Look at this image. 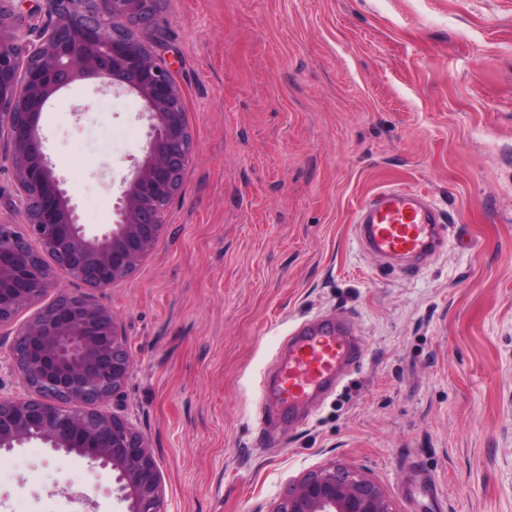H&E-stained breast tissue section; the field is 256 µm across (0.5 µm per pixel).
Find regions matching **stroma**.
<instances>
[{"mask_svg":"<svg viewBox=\"0 0 512 512\" xmlns=\"http://www.w3.org/2000/svg\"><path fill=\"white\" fill-rule=\"evenodd\" d=\"M149 42L180 86L192 150L154 249L100 294L132 373L107 408L148 439L165 512H273L330 465L393 512H512V0H156ZM143 105L92 80L40 121L89 232L148 141ZM385 185L447 211L403 272L354 219ZM0 130V224H22ZM22 309L0 325V396ZM346 314L365 346L286 422L259 393L302 321ZM433 478L435 501L409 497ZM113 480L34 441L0 450V512H126Z\"/></svg>","mask_w":512,"mask_h":512,"instance_id":"1","label":"stroma"}]
</instances>
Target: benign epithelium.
Segmentation results:
<instances>
[{"instance_id":"benign-epithelium-1","label":"benign epithelium","mask_w":512,"mask_h":512,"mask_svg":"<svg viewBox=\"0 0 512 512\" xmlns=\"http://www.w3.org/2000/svg\"><path fill=\"white\" fill-rule=\"evenodd\" d=\"M152 0H52L26 61L17 34L0 35V127L10 131L12 167L26 231L0 224V324L20 303L38 301L60 278L109 288L154 248L164 207L181 189L192 138L184 97L169 68L149 49ZM139 98L149 126L142 160L122 179L113 224L92 234L48 163L39 122L52 97L75 83ZM56 257L46 268L31 244ZM12 365L38 394L0 398V449L39 440L116 474L127 512H162L153 450L125 417L102 410L128 380L133 363L112 310L58 290L17 330ZM273 512H392L364 474L329 466L293 483Z\"/></svg>"}]
</instances>
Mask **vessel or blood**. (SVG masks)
Wrapping results in <instances>:
<instances>
[{
  "instance_id": "1",
  "label": "vessel or blood",
  "mask_w": 512,
  "mask_h": 512,
  "mask_svg": "<svg viewBox=\"0 0 512 512\" xmlns=\"http://www.w3.org/2000/svg\"><path fill=\"white\" fill-rule=\"evenodd\" d=\"M446 215L420 190L385 186L359 206L356 237L361 247L404 271L419 269L445 243ZM365 354L351 318H314L303 322L286 342L277 367L275 397L283 416L323 394L337 390L345 369Z\"/></svg>"
}]
</instances>
